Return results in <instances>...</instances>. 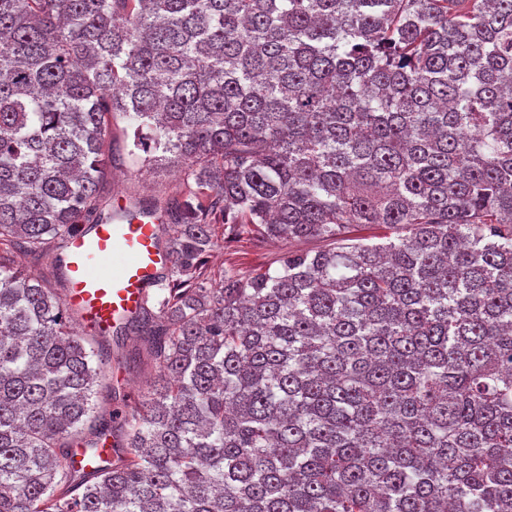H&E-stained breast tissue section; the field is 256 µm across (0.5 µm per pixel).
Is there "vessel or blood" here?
<instances>
[{
	"label": "vessel or blood",
	"instance_id": "b4317fda",
	"mask_svg": "<svg viewBox=\"0 0 512 512\" xmlns=\"http://www.w3.org/2000/svg\"><path fill=\"white\" fill-rule=\"evenodd\" d=\"M159 217L137 214L77 234L63 262L67 302L86 324L113 327L133 316L156 273L168 261L158 238Z\"/></svg>",
	"mask_w": 512,
	"mask_h": 512
}]
</instances>
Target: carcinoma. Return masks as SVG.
I'll return each mask as SVG.
<instances>
[{
  "instance_id": "1",
  "label": "carcinoma",
  "mask_w": 512,
  "mask_h": 512,
  "mask_svg": "<svg viewBox=\"0 0 512 512\" xmlns=\"http://www.w3.org/2000/svg\"><path fill=\"white\" fill-rule=\"evenodd\" d=\"M118 114L194 183L131 202L173 260L119 417L8 259L115 217ZM216 224L332 247L211 288ZM0 512H512V0H0Z\"/></svg>"
}]
</instances>
